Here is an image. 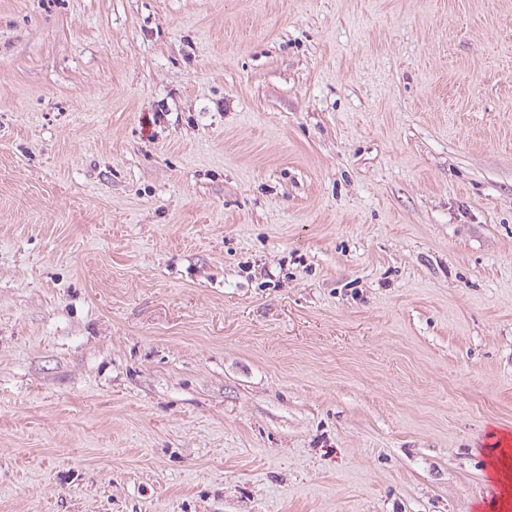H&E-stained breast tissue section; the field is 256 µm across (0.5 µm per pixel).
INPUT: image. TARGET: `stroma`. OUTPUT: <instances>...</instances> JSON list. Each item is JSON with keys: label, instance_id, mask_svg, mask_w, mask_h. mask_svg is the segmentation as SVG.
Returning a JSON list of instances; mask_svg holds the SVG:
<instances>
[{"label": "stroma", "instance_id": "stroma-1", "mask_svg": "<svg viewBox=\"0 0 512 512\" xmlns=\"http://www.w3.org/2000/svg\"><path fill=\"white\" fill-rule=\"evenodd\" d=\"M512 432V0H0V512H481Z\"/></svg>", "mask_w": 512, "mask_h": 512}]
</instances>
